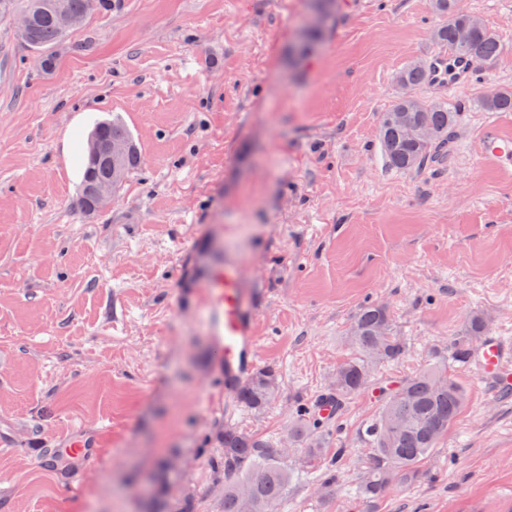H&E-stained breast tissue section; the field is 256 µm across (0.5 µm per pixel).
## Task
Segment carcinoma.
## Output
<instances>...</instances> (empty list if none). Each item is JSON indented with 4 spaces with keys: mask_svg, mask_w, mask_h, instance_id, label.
I'll use <instances>...</instances> for the list:
<instances>
[{
    "mask_svg": "<svg viewBox=\"0 0 512 512\" xmlns=\"http://www.w3.org/2000/svg\"><path fill=\"white\" fill-rule=\"evenodd\" d=\"M433 4L440 17L433 31L438 46L477 67L498 60L504 45L497 34L482 25L473 30L469 43L463 46L457 42L456 32L468 22L469 15L458 8L457 0H433ZM60 7L85 18L93 11L110 10L112 0H0V16L30 15L31 28L21 39L36 53L49 58L57 53L68 34L58 23ZM431 68L432 64L425 61L406 64L397 76L400 92L382 115L379 141L386 162L396 170H418L439 161L448 146V130L457 122L459 109L448 106V102L424 101L415 96V91L429 82ZM482 106L489 112H512V90L498 91L495 97L483 100ZM409 125L428 128L434 138L409 137ZM92 135L95 141L125 148L119 169L113 174L106 163L96 166L94 172L91 163H85L81 203L86 211L94 213V181L110 175L117 188L141 167L142 160L134 137L119 119L98 123ZM485 332L483 318L470 319L466 336L455 346L457 362H471ZM350 341L358 356L337 370L339 386L328 390L338 412L348 396L371 384V366L396 362L405 353L404 342L392 331L387 309L378 304H368L361 309L351 326ZM278 387L274 369H259L243 387L240 402L254 411H261ZM466 402L464 385L437 366L421 370L390 391L383 398L378 415L360 431L371 448V458L358 491L359 498L376 501L399 479L408 484L419 481L424 461L448 434ZM297 417L296 437L315 435L332 423L331 417L318 415L309 407L298 408ZM218 443L221 456L217 468L224 475V512H270L272 506L281 502L295 475L282 442L226 427L219 430ZM301 452L302 466L323 464L325 483L336 484L345 465L347 449L337 448L330 453L325 448H303Z\"/></svg>",
    "mask_w": 512,
    "mask_h": 512,
    "instance_id": "obj_1",
    "label": "carcinoma"
}]
</instances>
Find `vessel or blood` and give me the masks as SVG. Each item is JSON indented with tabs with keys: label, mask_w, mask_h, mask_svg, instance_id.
Returning <instances> with one entry per match:
<instances>
[{
	"label": "vessel or blood",
	"mask_w": 512,
	"mask_h": 512,
	"mask_svg": "<svg viewBox=\"0 0 512 512\" xmlns=\"http://www.w3.org/2000/svg\"><path fill=\"white\" fill-rule=\"evenodd\" d=\"M478 153L502 167L512 166V136L497 124H486L476 143ZM201 288L199 301L204 311L214 350L215 388L207 395L209 406L233 417L238 394L258 363L255 343L258 321L264 305L261 282L245 278L230 256L213 257L194 282ZM512 338L489 335L478 349V374L493 393L502 399L512 397ZM104 434L86 435L74 429L65 444L66 452L84 457L89 469L99 466Z\"/></svg>",
	"instance_id": "b4317fda"
}]
</instances>
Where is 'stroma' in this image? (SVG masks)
<instances>
[{
    "instance_id": "1",
    "label": "stroma",
    "mask_w": 512,
    "mask_h": 512,
    "mask_svg": "<svg viewBox=\"0 0 512 512\" xmlns=\"http://www.w3.org/2000/svg\"><path fill=\"white\" fill-rule=\"evenodd\" d=\"M504 50L473 84H428L460 106L439 164L390 168L380 120L398 70L432 61L431 0H340L295 60L307 0H112L71 32L51 71L0 19V512H224L213 472L224 416L206 401L213 352L178 264L195 233L265 285L257 347L279 392L233 426L292 438L295 410L353 357L363 306L388 310L406 355L391 383L447 364L468 320L512 338V170L480 160L481 101L512 90V0H458ZM119 115L142 166L108 207L79 205L82 148ZM468 404L421 481L354 498L374 390L352 395L321 447L348 450L328 487L300 472L278 512H512V399L455 366ZM106 429L100 469L58 481L73 427Z\"/></svg>"
}]
</instances>
